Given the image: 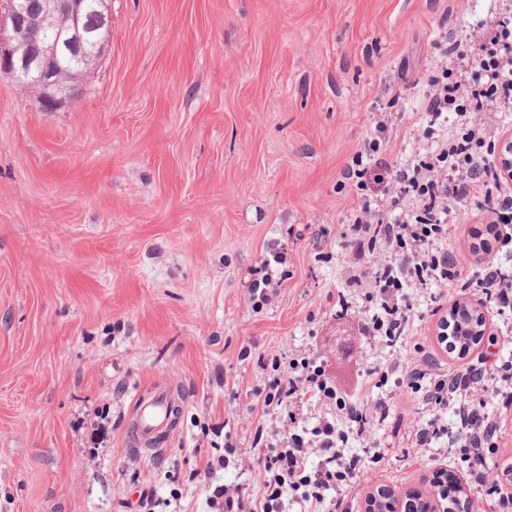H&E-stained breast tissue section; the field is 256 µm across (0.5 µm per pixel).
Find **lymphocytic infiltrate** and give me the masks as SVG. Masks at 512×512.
Wrapping results in <instances>:
<instances>
[{
	"label": "lymphocytic infiltrate",
	"mask_w": 512,
	"mask_h": 512,
	"mask_svg": "<svg viewBox=\"0 0 512 512\" xmlns=\"http://www.w3.org/2000/svg\"><path fill=\"white\" fill-rule=\"evenodd\" d=\"M437 69L424 94L422 143L415 159L382 174L376 154L386 127L379 122L375 138L364 144L363 157L343 172L347 180L359 183L369 176L379 186L360 200L341 254L343 277L336 286L337 317L349 313V289H365L367 299L378 302L379 314L357 322L363 337L404 336L409 305L401 290L407 284L455 287L459 295L479 297L492 313L512 308L511 271L490 265L475 272L462 253L448 247L453 213L476 206L493 214L495 223H512V182L493 161L503 132L497 115L512 112V0H500L496 16L473 27L465 45L441 48ZM398 202L406 205L400 217L384 221L385 211ZM431 364L423 344H414L403 363L407 387L438 410L461 396L454 408L464 440L460 457L492 502L493 512H512V489L487 464L506 426L505 415L512 411V392L501 389L512 382V360L493 365L481 355L433 375L428 372ZM255 396L263 407L286 410L266 452L256 459L262 493L252 498L242 487L224 486L211 498L215 512H284L291 500L302 512H341L340 492L374 480V470L360 459L343 457L339 444L345 435L338 421L347 419L363 438L369 423L388 417L390 407L382 399L343 397L320 352L277 367ZM490 397L500 399L498 413L487 411ZM313 399L336 406L337 413L320 417L312 429H300L299 411ZM314 453L320 457L315 467L309 464Z\"/></svg>",
	"instance_id": "f902f5d3"
}]
</instances>
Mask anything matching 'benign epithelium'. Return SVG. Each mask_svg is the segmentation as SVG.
Returning <instances> with one entry per match:
<instances>
[{"label": "benign epithelium", "instance_id": "7a95c632", "mask_svg": "<svg viewBox=\"0 0 512 512\" xmlns=\"http://www.w3.org/2000/svg\"><path fill=\"white\" fill-rule=\"evenodd\" d=\"M90 7L102 25L109 24L107 0H97L94 6L88 0H42L39 6L30 0H7L0 12V75L12 78L48 108L62 103L72 89L61 58L67 55L75 60L77 72L82 73L85 67L81 63L96 61L103 53L104 44L82 24V16ZM32 24L53 33L40 56L18 53V43Z\"/></svg>", "mask_w": 512, "mask_h": 512}]
</instances>
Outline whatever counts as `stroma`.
Wrapping results in <instances>:
<instances>
[{
	"mask_svg": "<svg viewBox=\"0 0 512 512\" xmlns=\"http://www.w3.org/2000/svg\"><path fill=\"white\" fill-rule=\"evenodd\" d=\"M496 0H111L106 50L57 109L0 77V512H212L210 486L260 494L251 447L274 414L254 405L272 362L320 349L390 405L344 455L376 472L345 498L365 512L371 488L436 495L460 482L472 512H491L448 433L414 448L397 435L409 411L401 365L437 339L452 288H410L406 336L356 338L376 313L361 290L336 316L345 232L359 196L342 171L378 117L386 161L406 163L408 133L438 43L489 21ZM449 244L473 269L512 268L481 213L458 215ZM288 278L255 306L248 283L269 252ZM179 394V424L156 453L132 450L140 393ZM243 448L198 480L225 442Z\"/></svg>",
	"mask_w": 512,
	"mask_h": 512,
	"instance_id": "1",
	"label": "stroma"
}]
</instances>
